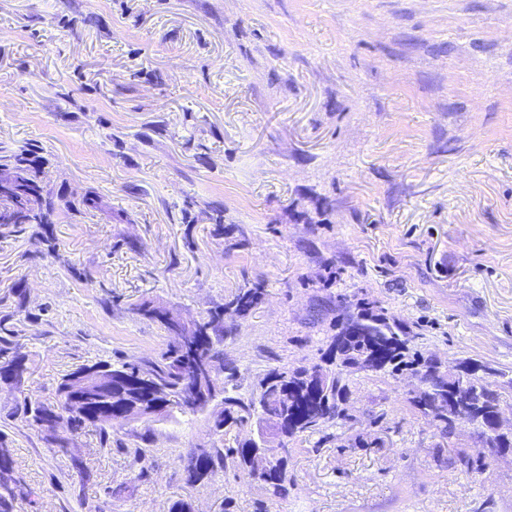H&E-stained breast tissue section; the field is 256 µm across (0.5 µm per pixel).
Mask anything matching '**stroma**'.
Listing matches in <instances>:
<instances>
[{
  "instance_id": "stroma-1",
  "label": "stroma",
  "mask_w": 512,
  "mask_h": 512,
  "mask_svg": "<svg viewBox=\"0 0 512 512\" xmlns=\"http://www.w3.org/2000/svg\"><path fill=\"white\" fill-rule=\"evenodd\" d=\"M28 143L102 206L49 245L0 238L28 366L0 382L13 512H512V454L468 479L451 458L471 426L441 442L407 374H354L353 427L291 445L274 503L230 472L188 482L190 454L240 438L204 416L152 424L139 462L127 427L61 450L22 417L67 373L165 348L130 303L192 319L258 283L224 317L243 389L317 358L332 318L313 309L342 298L512 378V0H0V146Z\"/></svg>"
}]
</instances>
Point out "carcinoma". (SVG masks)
Here are the masks:
<instances>
[{"mask_svg": "<svg viewBox=\"0 0 512 512\" xmlns=\"http://www.w3.org/2000/svg\"><path fill=\"white\" fill-rule=\"evenodd\" d=\"M42 153V147L33 143L16 151L0 146V169L22 172L33 191L26 214L0 201V237L29 231L32 238L47 242L46 227L56 223L61 213L99 208V199L90 192L76 200L55 191L46 178ZM261 295L262 288L258 286L242 288L224 307L209 310L200 319L198 332L203 336V354L212 363V377L206 387L217 388L223 394L222 407L207 416L213 433L248 427L261 412L267 429L280 433L286 448L305 434L354 421L348 407L353 372L392 376L408 372L418 379L421 389L407 402L415 413L431 421L441 439L454 435L455 419L461 417L471 422L478 449L457 453L461 471L468 477L475 478L488 466L481 448L486 446L503 454L512 451V435L499 434L493 427L502 394L489 380L490 370L471 358L441 365L416 349L417 336L408 327L370 302L336 305V320L332 324L336 334L330 337L326 348L319 350L316 361L296 367L271 366L255 389L242 391L237 366L224 357V342L232 335V329L224 325V309L234 307L245 312L258 303ZM132 310L170 332L168 320L153 302L143 300L133 305ZM184 357L182 346L171 340L156 358L113 363L111 394L92 403L83 416L74 414L68 394L71 383L89 370L87 366L80 367L61 378L53 401L24 406V418L44 430L48 442L61 448L88 424L107 432L112 423L101 418V414L122 411L130 404H138L151 414L149 422L166 421L169 416L154 415V407L166 395H178L196 383L194 372L183 366ZM61 422L65 426L63 435L56 430ZM256 448L257 443L247 440L235 447H213L202 461L191 456L187 473L196 481L209 473L232 470L238 478L255 485L262 497L270 501L285 498L290 482L286 460L258 470L253 466ZM17 482L13 467H0V512H12Z\"/></svg>", "mask_w": 512, "mask_h": 512, "instance_id": "cac0c4a2", "label": "carcinoma"}]
</instances>
